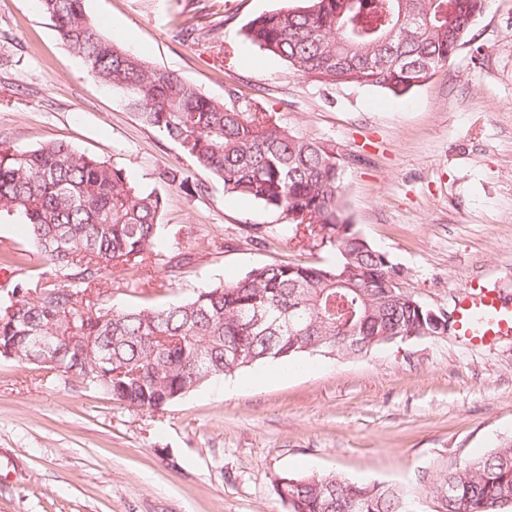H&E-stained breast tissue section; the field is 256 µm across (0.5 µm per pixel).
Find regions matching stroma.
Listing matches in <instances>:
<instances>
[{"mask_svg": "<svg viewBox=\"0 0 512 512\" xmlns=\"http://www.w3.org/2000/svg\"><path fill=\"white\" fill-rule=\"evenodd\" d=\"M298 0H86L116 45L177 73L207 96L254 100L292 134L343 159L346 212L403 272L423 305L452 311L475 280L512 306V0H491L455 56L402 96L329 87L293 74L246 40L253 18ZM193 28L185 38L181 29ZM0 140L56 141L122 166L160 193L164 227L193 256L105 276L107 305L165 306L271 263L326 264L335 254L293 237L283 214L228 195L207 173L191 194L160 180L186 166L145 127L125 95L95 80L36 0H0ZM0 293L56 284L26 226L0 216ZM270 363L197 387L161 412L115 404L80 381L0 357V512H286V473H336L437 504L424 477L512 440V337L472 347L455 335L374 347L352 357L306 356L268 377Z\"/></svg>", "mask_w": 512, "mask_h": 512, "instance_id": "obj_1", "label": "stroma"}]
</instances>
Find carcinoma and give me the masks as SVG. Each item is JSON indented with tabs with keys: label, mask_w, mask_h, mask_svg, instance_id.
<instances>
[{
	"label": "carcinoma",
	"mask_w": 512,
	"mask_h": 512,
	"mask_svg": "<svg viewBox=\"0 0 512 512\" xmlns=\"http://www.w3.org/2000/svg\"><path fill=\"white\" fill-rule=\"evenodd\" d=\"M61 40L100 83L120 89L140 121L178 145L224 192L288 218L318 238L334 263L265 264L235 282L202 288L163 307L114 309L92 301L105 270L141 266L172 252L192 255L158 224L165 198L126 171L64 143L24 148L0 141V214L27 225L37 256L59 286L17 283L0 301V356L27 360L31 336L54 337L56 377L79 379L127 408L158 412L203 383L258 362L303 355L350 357L386 344L448 331V317L387 284L401 275L344 216L342 164L334 147L288 132L247 101L227 105L152 68L100 34L85 0H37ZM252 19L245 37L326 86L366 85L397 96L444 68L488 0H300ZM420 24L398 26L400 16ZM160 178L189 185L183 168ZM17 307L14 317L6 311ZM437 512L512 507V443L426 481ZM276 493L289 512H415L413 498L384 484L335 473L288 476Z\"/></svg>",
	"instance_id": "1"
}]
</instances>
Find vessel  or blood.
Instances as JSON below:
<instances>
[{
    "instance_id": "1",
    "label": "vessel or blood",
    "mask_w": 512,
    "mask_h": 512,
    "mask_svg": "<svg viewBox=\"0 0 512 512\" xmlns=\"http://www.w3.org/2000/svg\"><path fill=\"white\" fill-rule=\"evenodd\" d=\"M454 331L468 344H491L512 335V309L505 305L498 289L470 283L456 306Z\"/></svg>"
}]
</instances>
